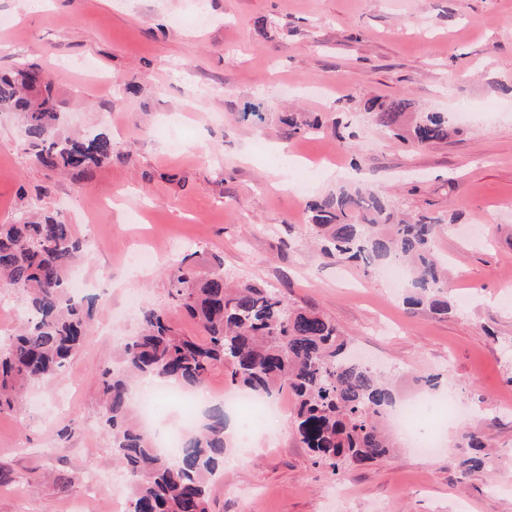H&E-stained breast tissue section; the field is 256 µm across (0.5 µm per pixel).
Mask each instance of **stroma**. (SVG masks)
<instances>
[{
    "mask_svg": "<svg viewBox=\"0 0 512 512\" xmlns=\"http://www.w3.org/2000/svg\"><path fill=\"white\" fill-rule=\"evenodd\" d=\"M21 58L49 74L65 131H108L112 156L83 174L48 171L14 114L0 112V224L24 198L62 212L87 242L79 268L95 303L69 365L78 389L63 378L39 384L23 409L0 414V512H105L107 498L83 493L87 475L123 479L99 428V371L137 332L141 307L200 334L168 295L174 241L199 275L220 262L230 278L320 311L400 398L434 374L461 411L435 458L400 447L342 477L314 464L289 417L244 448L250 417L228 414L211 512H453L460 500L471 512H512V0H48L32 14L0 0V71ZM400 97L410 102L403 131L422 110L469 117L417 148L363 114L367 99ZM248 103L261 124L240 121ZM286 112L351 121L355 145L330 129L289 135ZM356 169L398 211L441 220L448 315L408 308L379 269L314 246L310 202ZM299 173L305 194L279 188ZM116 195L121 211H98ZM135 209L165 253L147 268L128 262L139 246ZM125 288L138 309L125 311ZM473 421L495 469L463 480L455 461Z\"/></svg>",
    "mask_w": 512,
    "mask_h": 512,
    "instance_id": "stroma-1",
    "label": "stroma"
}]
</instances>
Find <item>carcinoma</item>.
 Returning <instances> with one entry per match:
<instances>
[{"mask_svg": "<svg viewBox=\"0 0 512 512\" xmlns=\"http://www.w3.org/2000/svg\"><path fill=\"white\" fill-rule=\"evenodd\" d=\"M407 106L369 100L364 110L386 133L396 135V117ZM0 112H14L35 160L52 171L84 173L112 157L110 134L73 138L61 131V104L38 66L19 61L0 75ZM288 135L323 127L316 117L285 119ZM455 128L448 115L416 113L409 138L416 147L447 139ZM313 229L323 254L366 266L399 261L410 265L408 304L446 315L448 279L434 254L441 222L419 216L394 220L376 188L345 184L316 203ZM0 224V288L26 303L21 330L0 342V413L13 410L33 384L64 376L90 332L92 308L71 295L69 279L84 242L60 212H35ZM170 295L200 327L202 339L179 335L165 315L142 311L141 331L125 340L115 364L100 376L103 428L128 476L126 512H209V484L224 467L226 419L208 410L201 427L184 438L174 458L159 453L131 414V382L150 378L183 387L205 385L222 365L240 389L293 400V424L315 463L335 475L389 454L393 444L379 426L396 401L395 390L350 353L347 339L319 312L294 308L281 291L252 282L230 284L219 269L198 276L184 257L170 276ZM458 470L465 478L489 459L477 432L462 433Z\"/></svg>", "mask_w": 512, "mask_h": 512, "instance_id": "cac0c4a2", "label": "carcinoma"}]
</instances>
